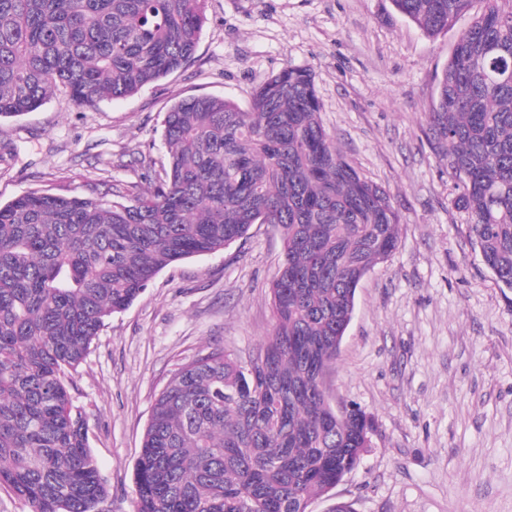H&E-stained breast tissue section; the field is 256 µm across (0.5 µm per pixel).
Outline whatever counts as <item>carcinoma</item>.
Wrapping results in <instances>:
<instances>
[{
	"mask_svg": "<svg viewBox=\"0 0 512 512\" xmlns=\"http://www.w3.org/2000/svg\"><path fill=\"white\" fill-rule=\"evenodd\" d=\"M436 37L472 14L425 114L462 182L457 206L512 290V0H391ZM206 0H0V119L56 89L77 106L123 99L196 54ZM168 161L112 198L26 191L0 204V486L30 512H98L112 497L68 373L105 321L166 266L271 224L283 259L273 326L242 359L214 349L154 400L135 466V512H307L371 445L361 408L331 404L356 289L398 247L390 194L362 176L320 117L314 75L288 66L234 101L164 113Z\"/></svg>",
	"mask_w": 512,
	"mask_h": 512,
	"instance_id": "carcinoma-1",
	"label": "carcinoma"
}]
</instances>
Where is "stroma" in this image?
<instances>
[{
  "label": "stroma",
  "mask_w": 512,
  "mask_h": 512,
  "mask_svg": "<svg viewBox=\"0 0 512 512\" xmlns=\"http://www.w3.org/2000/svg\"><path fill=\"white\" fill-rule=\"evenodd\" d=\"M195 58L137 94L93 106L66 93L0 120V202L23 191L103 194L146 185L166 157L162 119L176 99L213 95L248 108L288 66L311 69L324 127L390 193L401 224L387 261L360 282L326 383L336 404L375 421L359 467L309 512H512V291L474 249L460 182L425 135L438 79L470 22L427 37L390 0H207ZM279 232L162 269L112 315L71 374L73 404L112 491L133 512V473L155 396L185 363L219 348L247 356L272 328Z\"/></svg>",
  "instance_id": "stroma-1"
}]
</instances>
